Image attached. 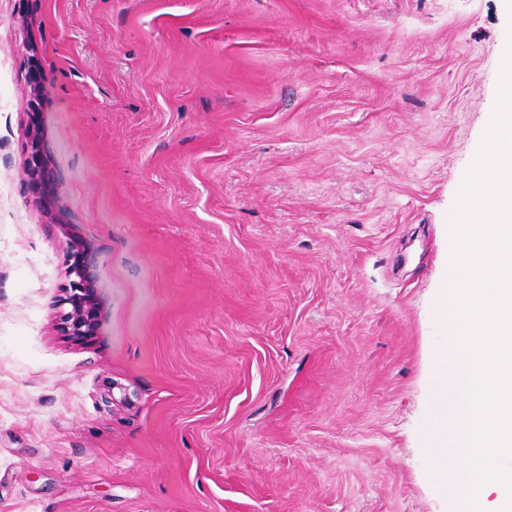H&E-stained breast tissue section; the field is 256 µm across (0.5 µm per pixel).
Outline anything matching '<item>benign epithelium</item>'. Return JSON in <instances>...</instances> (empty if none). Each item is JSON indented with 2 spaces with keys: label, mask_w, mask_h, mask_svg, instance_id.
Wrapping results in <instances>:
<instances>
[{
  "label": "benign epithelium",
  "mask_w": 512,
  "mask_h": 512,
  "mask_svg": "<svg viewBox=\"0 0 512 512\" xmlns=\"http://www.w3.org/2000/svg\"><path fill=\"white\" fill-rule=\"evenodd\" d=\"M38 113H31L30 137L32 151L27 164V185L39 197L45 196L46 175L38 149ZM69 287L64 289L62 304L69 310L60 315L61 331L76 340H85L94 335L97 327L98 307L95 279L88 270L84 246L75 240L67 253Z\"/></svg>",
  "instance_id": "7a95c632"
}]
</instances>
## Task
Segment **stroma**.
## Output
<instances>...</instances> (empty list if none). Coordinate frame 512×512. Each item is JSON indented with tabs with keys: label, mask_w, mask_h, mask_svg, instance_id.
Returning <instances> with one entry per match:
<instances>
[{
	"label": "stroma",
	"mask_w": 512,
	"mask_h": 512,
	"mask_svg": "<svg viewBox=\"0 0 512 512\" xmlns=\"http://www.w3.org/2000/svg\"><path fill=\"white\" fill-rule=\"evenodd\" d=\"M505 4L0 0V512H449L431 354ZM31 148V156L26 169L27 185L33 193L37 194L40 198H43L45 196L47 183L45 168L42 164L38 145H32ZM69 288H64L62 305L69 310L60 315L61 331L76 340H85L94 335L97 327L98 307L95 279L88 270L84 246L75 240L67 253Z\"/></svg>",
	"instance_id": "1"
}]
</instances>
